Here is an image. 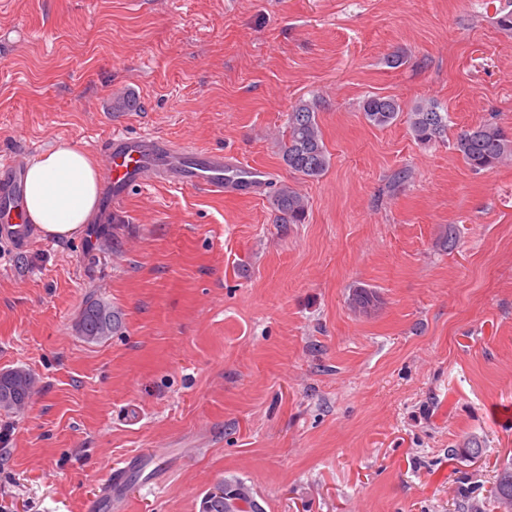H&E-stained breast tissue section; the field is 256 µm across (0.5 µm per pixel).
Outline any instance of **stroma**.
<instances>
[{
    "instance_id": "obj_1",
    "label": "stroma",
    "mask_w": 512,
    "mask_h": 512,
    "mask_svg": "<svg viewBox=\"0 0 512 512\" xmlns=\"http://www.w3.org/2000/svg\"><path fill=\"white\" fill-rule=\"evenodd\" d=\"M500 10L512 0H0V164L149 133L309 203L279 224L268 192L158 182L82 237L5 245L0 371L37 385L0 411V512H201L231 477L265 512H501L512 161L478 171L453 148L485 121L512 127ZM127 93L138 110L113 111ZM374 94L438 104L446 140L369 125ZM302 99L331 158L316 180L280 153ZM358 286L379 308L352 306ZM91 296L122 317L98 343L75 330ZM112 465L137 478L105 503Z\"/></svg>"
}]
</instances>
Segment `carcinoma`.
Masks as SVG:
<instances>
[{
  "instance_id": "1",
  "label": "carcinoma",
  "mask_w": 512,
  "mask_h": 512,
  "mask_svg": "<svg viewBox=\"0 0 512 512\" xmlns=\"http://www.w3.org/2000/svg\"><path fill=\"white\" fill-rule=\"evenodd\" d=\"M401 104L389 96L372 95L362 102L364 119L374 127L385 128L399 119ZM407 112L412 136L421 143L444 137L448 130V113L435 103L419 104ZM288 134L282 144V160L292 172L305 179H317L330 166V157L323 142L317 106L300 100L291 107L287 119ZM454 148L475 170L491 171L512 155V135L496 122L486 121L458 136ZM278 224H302L308 203L294 187L281 184L269 196ZM354 306L368 311L379 303L377 293L365 287L352 291ZM122 325L118 311L94 298L85 302L78 321V330L88 342H98L116 333ZM35 385L30 370L17 367L0 373V411L18 412L29 402ZM230 491L245 504L256 501L252 488L244 481L228 480ZM492 493L506 512H512V463L497 471Z\"/></svg>"
}]
</instances>
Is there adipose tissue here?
Listing matches in <instances>:
<instances>
[{"instance_id":"ef3b65f1","label":"adipose tissue","mask_w":512,"mask_h":512,"mask_svg":"<svg viewBox=\"0 0 512 512\" xmlns=\"http://www.w3.org/2000/svg\"><path fill=\"white\" fill-rule=\"evenodd\" d=\"M100 189L96 158L69 144H60L32 159L27 167L26 220L44 238H77L98 212Z\"/></svg>"}]
</instances>
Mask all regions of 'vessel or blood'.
<instances>
[{"label": "vessel or blood", "mask_w": 512, "mask_h": 512, "mask_svg": "<svg viewBox=\"0 0 512 512\" xmlns=\"http://www.w3.org/2000/svg\"><path fill=\"white\" fill-rule=\"evenodd\" d=\"M105 212H117L127 193L152 181L219 194H249L267 185L264 171L234 164L223 153L178 147L145 136L112 134L104 143ZM24 163L10 160L0 178V240L25 246L32 232L23 220Z\"/></svg>", "instance_id": "obj_1"}]
</instances>
